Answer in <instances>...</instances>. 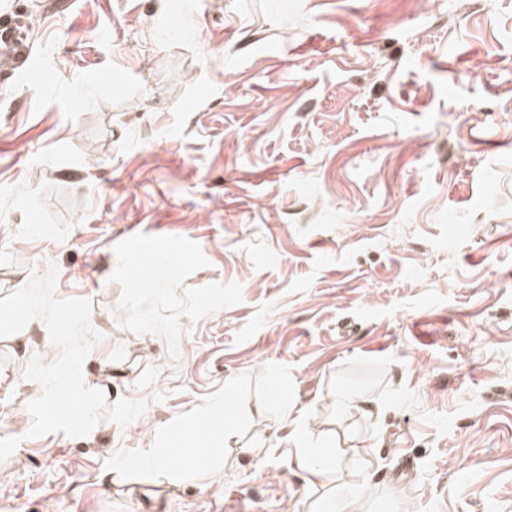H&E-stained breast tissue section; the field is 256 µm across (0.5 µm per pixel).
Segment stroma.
I'll return each instance as SVG.
<instances>
[{
    "mask_svg": "<svg viewBox=\"0 0 512 512\" xmlns=\"http://www.w3.org/2000/svg\"><path fill=\"white\" fill-rule=\"evenodd\" d=\"M0 16L53 73L0 80V298L56 267L100 335L85 384L148 402L27 438L26 368L59 350L39 319L1 339L0 512H313L342 485L341 512H512V0ZM220 401L234 438L131 467Z\"/></svg>",
    "mask_w": 512,
    "mask_h": 512,
    "instance_id": "35a3bbf8",
    "label": "stroma"
}]
</instances>
